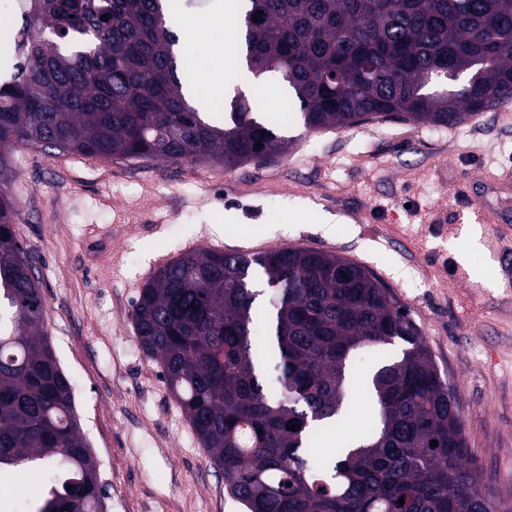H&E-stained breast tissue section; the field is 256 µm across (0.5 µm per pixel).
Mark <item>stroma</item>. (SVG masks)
Here are the masks:
<instances>
[{
  "instance_id": "1",
  "label": "stroma",
  "mask_w": 512,
  "mask_h": 512,
  "mask_svg": "<svg viewBox=\"0 0 512 512\" xmlns=\"http://www.w3.org/2000/svg\"><path fill=\"white\" fill-rule=\"evenodd\" d=\"M282 121L289 149L264 165L21 146L0 176L17 193L107 512H243L131 320L156 258L194 244L328 251L374 272L417 322L457 394L472 460L512 508V287L490 227L479 225L490 265L456 259L476 210L512 221V191L484 183L512 172V111L475 116L474 134L381 118L314 131L296 110Z\"/></svg>"
}]
</instances>
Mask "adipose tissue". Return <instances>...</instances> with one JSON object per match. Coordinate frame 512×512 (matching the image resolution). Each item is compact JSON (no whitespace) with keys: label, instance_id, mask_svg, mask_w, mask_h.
Here are the masks:
<instances>
[{"label":"adipose tissue","instance_id":"ef3b65f1","mask_svg":"<svg viewBox=\"0 0 512 512\" xmlns=\"http://www.w3.org/2000/svg\"><path fill=\"white\" fill-rule=\"evenodd\" d=\"M228 2L229 6L225 14L206 20H186L177 44L180 56H195L201 51L202 37L206 29L216 25L224 29V52L221 63L202 70L198 78V86L202 91L200 99L205 105L223 99L226 89L231 86L237 85L242 89L250 90L255 85L252 75L242 68L236 50L241 33L235 19L238 14L243 13L244 6L241 0H228Z\"/></svg>","mask_w":512,"mask_h":512}]
</instances>
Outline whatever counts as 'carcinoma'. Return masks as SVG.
I'll return each mask as SVG.
<instances>
[{
	"label": "carcinoma",
	"mask_w": 512,
	"mask_h": 512,
	"mask_svg": "<svg viewBox=\"0 0 512 512\" xmlns=\"http://www.w3.org/2000/svg\"><path fill=\"white\" fill-rule=\"evenodd\" d=\"M18 4L14 72L0 82V170L19 145L226 168L286 149L278 116L256 118L245 95L224 103L218 126L182 94L189 67L173 51L168 0ZM244 25L248 69L279 74L308 129L374 116L455 126L512 102V0H249ZM16 218L1 191L0 471L45 481L28 512H100L73 383L50 346ZM132 319L245 512H496L421 330L358 263L304 248H198L141 288ZM364 346L378 354L364 376L374 419L320 454L351 407V358Z\"/></svg>",
	"instance_id": "1"
}]
</instances>
